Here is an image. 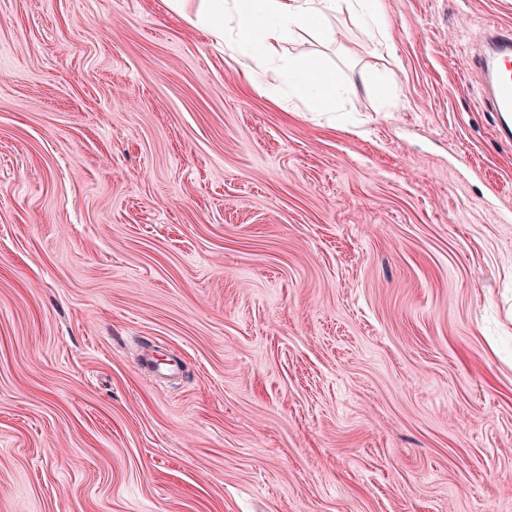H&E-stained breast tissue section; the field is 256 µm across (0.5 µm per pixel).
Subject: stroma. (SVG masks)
Instances as JSON below:
<instances>
[{"mask_svg":"<svg viewBox=\"0 0 512 512\" xmlns=\"http://www.w3.org/2000/svg\"><path fill=\"white\" fill-rule=\"evenodd\" d=\"M183 5L0 0V512H512V0L295 30L330 113ZM491 92L492 110L497 116V131L512 138V33L498 24L490 25L489 35L475 60ZM265 78L269 86L288 83L294 92L311 102L316 112H335L342 89L336 85V79L327 72L316 58L288 60V65L268 67Z\"/></svg>","mask_w":512,"mask_h":512,"instance_id":"1","label":"stroma"}]
</instances>
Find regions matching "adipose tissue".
Here are the masks:
<instances>
[{"label": "adipose tissue", "mask_w": 512, "mask_h": 512, "mask_svg": "<svg viewBox=\"0 0 512 512\" xmlns=\"http://www.w3.org/2000/svg\"><path fill=\"white\" fill-rule=\"evenodd\" d=\"M208 9L197 22L213 38L226 39L225 15L237 19L235 44L250 56L252 66L242 72L243 80L256 82V66H264L269 84H288L311 102L315 111H335L342 89L315 58L292 60L286 66L275 63L278 49L293 29L302 28L321 35L330 14L347 11L366 34L377 36L375 0H208Z\"/></svg>", "instance_id": "adipose-tissue-1"}]
</instances>
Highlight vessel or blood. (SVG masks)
<instances>
[{
    "label": "vessel or blood",
    "instance_id": "obj_1",
    "mask_svg": "<svg viewBox=\"0 0 512 512\" xmlns=\"http://www.w3.org/2000/svg\"><path fill=\"white\" fill-rule=\"evenodd\" d=\"M491 92L492 110L501 137L512 138V31L491 25L482 51L475 60Z\"/></svg>",
    "mask_w": 512,
    "mask_h": 512
}]
</instances>
